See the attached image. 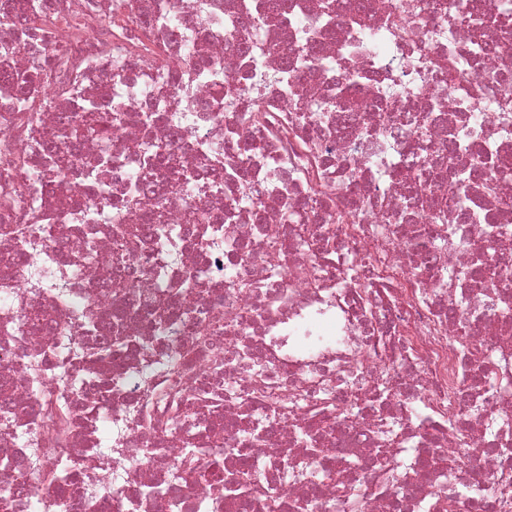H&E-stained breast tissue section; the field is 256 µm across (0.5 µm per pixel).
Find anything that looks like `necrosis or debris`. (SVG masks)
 <instances>
[{
	"label": "necrosis or debris",
	"mask_w": 512,
	"mask_h": 512,
	"mask_svg": "<svg viewBox=\"0 0 512 512\" xmlns=\"http://www.w3.org/2000/svg\"><path fill=\"white\" fill-rule=\"evenodd\" d=\"M265 4L0 0V512H512V0ZM82 107L85 114L80 117L68 137V141L64 143L65 147L73 145L69 138L76 139L77 137L95 136L99 139H106L109 135L111 125L99 115V112H96L97 106L92 103H86Z\"/></svg>",
	"instance_id": "4bbe7bcc"
}]
</instances>
